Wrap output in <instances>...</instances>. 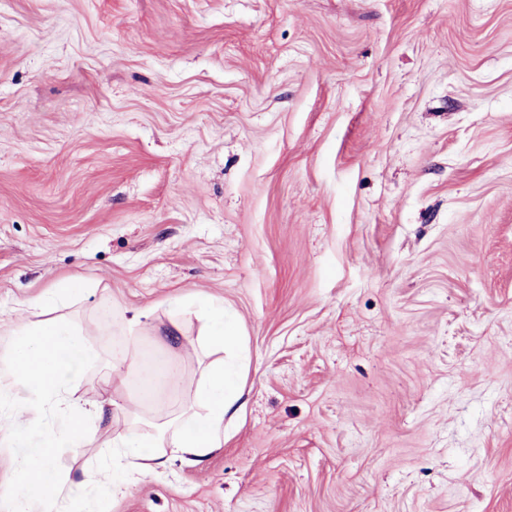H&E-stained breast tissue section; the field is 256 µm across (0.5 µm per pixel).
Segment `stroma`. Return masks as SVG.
I'll use <instances>...</instances> for the list:
<instances>
[{
	"instance_id": "stroma-1",
	"label": "stroma",
	"mask_w": 512,
	"mask_h": 512,
	"mask_svg": "<svg viewBox=\"0 0 512 512\" xmlns=\"http://www.w3.org/2000/svg\"><path fill=\"white\" fill-rule=\"evenodd\" d=\"M83 287L82 407L131 378L100 323L192 393L200 321L246 336L241 417L59 512H512V0H0V358L21 302ZM21 405H0L11 512ZM132 418L54 466L78 483ZM168 307L178 311L192 312L204 322L206 331L203 336L205 347L212 353H220L235 348L239 344V336L224 326V303L216 299H206L199 302H186L175 298L168 303ZM154 308L144 310H128L124 309L120 313V324L114 325L111 334L119 336L124 341V351L121 357L117 358L113 363V371L130 373L137 375L144 385H149L153 380V374L148 372L139 363L135 354V346L137 336L142 325V318H148ZM132 312L130 316L128 313ZM116 329L118 332H116ZM132 354V355H131Z\"/></svg>"
}]
</instances>
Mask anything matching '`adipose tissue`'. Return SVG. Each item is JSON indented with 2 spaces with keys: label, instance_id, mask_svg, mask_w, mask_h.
<instances>
[{
  "label": "adipose tissue",
  "instance_id": "ef3b65f1",
  "mask_svg": "<svg viewBox=\"0 0 512 512\" xmlns=\"http://www.w3.org/2000/svg\"><path fill=\"white\" fill-rule=\"evenodd\" d=\"M172 308L193 310L203 321L205 347L216 353L215 361L200 372L194 394L173 419L146 422L134 430L113 431L106 445L112 450L110 464L90 474L79 484L61 479L53 467L58 449L79 448L86 441L84 418L74 393L81 380L83 365L97 357L79 328L58 319L39 324L15 322L11 354L0 360V404L8 393L20 395L26 419L15 422L11 433L25 450L16 457V482L10 490L13 512H55L60 499H80L87 495L103 497L116 493L126 484L130 469L141 476H154L167 460L186 456L202 457L224 443V415L238 400L234 381L224 370L221 352L238 346L239 338L224 326V304L216 299L189 303L176 298ZM149 310L121 314L117 327L124 351L112 367L114 371L137 375L143 384L153 376L135 355L137 336ZM65 407L62 420L45 425L46 406Z\"/></svg>",
  "mask_w": 512,
  "mask_h": 512
}]
</instances>
